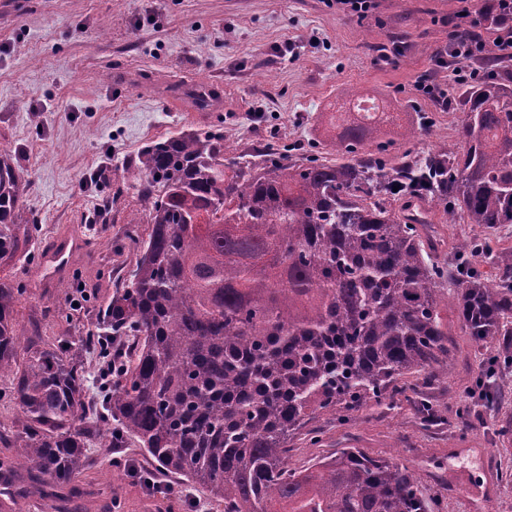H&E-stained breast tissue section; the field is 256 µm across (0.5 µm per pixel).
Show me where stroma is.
Segmentation results:
<instances>
[{
  "label": "stroma",
  "mask_w": 512,
  "mask_h": 512,
  "mask_svg": "<svg viewBox=\"0 0 512 512\" xmlns=\"http://www.w3.org/2000/svg\"><path fill=\"white\" fill-rule=\"evenodd\" d=\"M369 2L360 13L337 0H0V150L28 179L21 205L38 226L28 256L10 265L22 340L34 319L50 336L84 335L111 283L133 267L126 226L145 216L121 174L151 142L216 133L236 156L273 145L330 158L332 114L358 93L397 114L389 155L456 143L459 111L418 86L434 77L456 91L457 31L486 44L497 29L480 24L476 0ZM199 81L220 87L222 111L173 104L169 86ZM409 127L421 135L407 139ZM108 198L107 223H94ZM74 232L83 243L68 267L47 274L41 261L54 239ZM453 343L447 380L415 374L381 404L320 415L289 440V467L359 448L412 472L434 512H512V441L499 433L512 416V369L499 370V406L490 408L478 387L482 354L462 334ZM423 399L434 424L423 422ZM87 454L93 466L76 478L66 512H213L203 489L156 471L135 449L93 445ZM152 481L175 496L149 490ZM467 483L474 493L463 494Z\"/></svg>",
  "instance_id": "obj_1"
}]
</instances>
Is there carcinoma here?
Masks as SVG:
<instances>
[{
	"mask_svg": "<svg viewBox=\"0 0 512 512\" xmlns=\"http://www.w3.org/2000/svg\"><path fill=\"white\" fill-rule=\"evenodd\" d=\"M462 100L458 143L393 162L391 112L335 115L340 159L265 147L256 165L220 134L146 146L123 178L149 224L136 261L76 341L19 343V289L0 275V379L20 411L0 433V491L63 489L87 448L134 442L160 472L202 486L221 512H433L415 475L359 448L288 467V439L326 411L359 412L408 375L448 378V313L512 367V251L461 238L482 274L426 251L431 224H512V68ZM376 144L375 150L368 149ZM27 182L0 152V270L28 254ZM452 295L444 293V284ZM112 365L95 395L78 356Z\"/></svg>",
	"mask_w": 512,
	"mask_h": 512,
	"instance_id": "carcinoma-1",
	"label": "carcinoma"
}]
</instances>
